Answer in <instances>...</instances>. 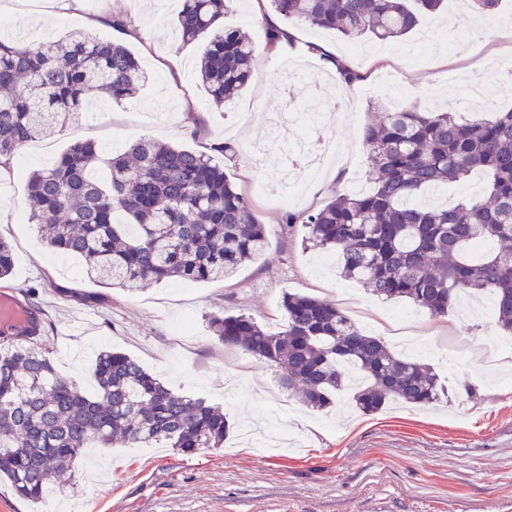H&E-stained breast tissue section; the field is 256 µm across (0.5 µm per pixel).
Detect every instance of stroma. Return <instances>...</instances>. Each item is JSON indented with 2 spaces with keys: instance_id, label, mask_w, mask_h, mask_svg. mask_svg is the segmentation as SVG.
I'll list each match as a JSON object with an SVG mask.
<instances>
[{
  "instance_id": "obj_1",
  "label": "stroma",
  "mask_w": 512,
  "mask_h": 512,
  "mask_svg": "<svg viewBox=\"0 0 512 512\" xmlns=\"http://www.w3.org/2000/svg\"><path fill=\"white\" fill-rule=\"evenodd\" d=\"M466 11L461 0H447L443 12L424 16L416 30L388 44L298 25L300 40L281 54H259L254 78L221 106L197 78L200 49L182 44L172 0H77L51 18L0 11L1 40L35 46L82 30L125 46L144 74L134 98L93 96L59 132L27 145L26 172L50 167L77 140L94 141L106 157L143 137L170 142L223 167L268 238L262 257L223 281L103 288L77 258L42 242L29 221L34 203L26 177H0V236L16 253L10 284L35 289L47 325L39 345L61 376L93 392L95 353L122 352L175 392L223 408L234 426L223 447L189 455L120 444L88 449L71 484L38 504L0 479V512H512V352L505 350L512 334L495 317L477 315L489 294L463 295L441 317L382 300L343 278L339 267H322V252L306 245L304 224L281 221L284 210L319 209L354 184L372 188L364 130L390 101L437 112L459 100L512 108V85L502 80L512 68V38L503 33L512 0L488 21L478 49L460 24ZM115 14L145 24L148 39L113 29L108 20ZM310 42L336 47L344 64L369 71V78L342 89L307 50ZM320 105L324 119L313 135L336 138L338 157L300 169L306 189L289 207L269 204L256 186L291 157L274 145L265 115ZM227 140L236 156L215 151ZM83 293L92 302L80 301ZM287 293L335 303L388 347L407 336L421 341L414 359L438 373L447 396L425 407L393 401L366 415L346 389L321 413L298 390L282 387L281 367L213 336L210 319L221 313H242L280 331Z\"/></svg>"
}]
</instances>
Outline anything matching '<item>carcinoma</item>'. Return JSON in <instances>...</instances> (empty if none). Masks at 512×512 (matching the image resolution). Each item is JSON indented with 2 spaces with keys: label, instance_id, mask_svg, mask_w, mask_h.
<instances>
[{
  "label": "carcinoma",
  "instance_id": "carcinoma-1",
  "mask_svg": "<svg viewBox=\"0 0 512 512\" xmlns=\"http://www.w3.org/2000/svg\"><path fill=\"white\" fill-rule=\"evenodd\" d=\"M176 27L186 45L202 43L199 74L217 104L237 95L256 71L258 46L244 33L217 29L234 0H179ZM290 22L350 38L399 39L444 0H270ZM341 82L364 80L339 65ZM139 65L123 46L74 31L36 47L0 41V168L31 142L79 115L89 91L115 102L133 97ZM365 145L374 188L328 200L320 209L282 216L301 222L307 243L334 251L343 277L385 300L401 299L442 316L462 289L488 291L502 329L512 332V109L486 110L459 122L451 112L402 105L369 126ZM77 141L28 188L48 247L82 259L105 288L135 290L170 279L201 283L232 277L259 258L265 225L247 197L205 155L152 139L105 160ZM486 175L483 193L446 208L418 204L435 187ZM479 240L494 249L473 255ZM12 244L0 238V283L13 274ZM285 328L271 333L244 314L215 315L210 328L226 346L285 370L282 384L301 386L317 411L331 407L350 371L366 383L353 395L366 414L387 402L434 404L444 392L431 368L371 336L336 304L304 294L283 297ZM96 393L60 376L38 338L0 333V479L31 501L73 478L83 449L120 442L161 444L192 454L220 448L224 412L170 390L130 356L103 350L94 360Z\"/></svg>",
  "mask_w": 512,
  "mask_h": 512
}]
</instances>
